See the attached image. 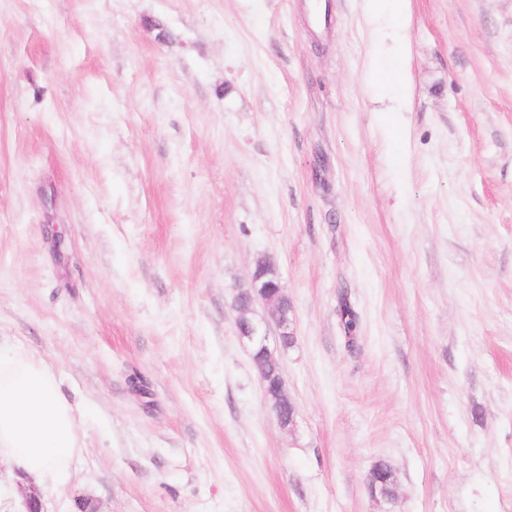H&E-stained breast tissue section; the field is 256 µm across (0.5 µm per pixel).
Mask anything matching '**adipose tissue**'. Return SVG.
<instances>
[{"label": "adipose tissue", "instance_id": "adipose-tissue-1", "mask_svg": "<svg viewBox=\"0 0 512 512\" xmlns=\"http://www.w3.org/2000/svg\"><path fill=\"white\" fill-rule=\"evenodd\" d=\"M79 413L44 359L18 350L0 353V460L65 485L81 448Z\"/></svg>", "mask_w": 512, "mask_h": 512}]
</instances>
